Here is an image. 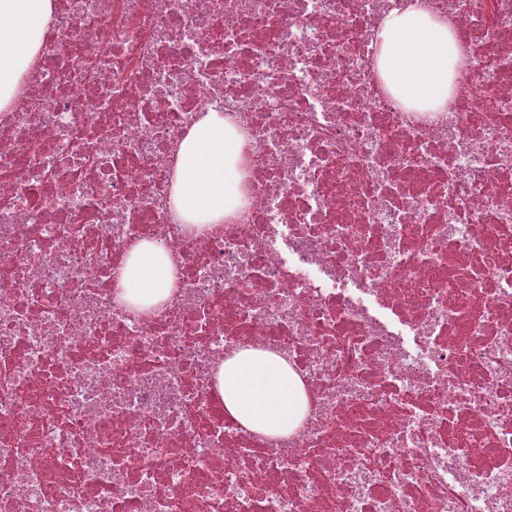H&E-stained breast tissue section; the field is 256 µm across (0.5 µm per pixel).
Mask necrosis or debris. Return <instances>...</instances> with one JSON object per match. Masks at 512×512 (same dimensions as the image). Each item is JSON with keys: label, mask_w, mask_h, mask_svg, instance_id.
I'll use <instances>...</instances> for the list:
<instances>
[{"label": "necrosis or debris", "mask_w": 512, "mask_h": 512, "mask_svg": "<svg viewBox=\"0 0 512 512\" xmlns=\"http://www.w3.org/2000/svg\"><path fill=\"white\" fill-rule=\"evenodd\" d=\"M415 4L463 62L444 112L382 80ZM0 112V512H512V0H54ZM244 204L195 230L175 151L208 110ZM148 241L174 265L145 311ZM283 356L285 439L217 364ZM125 301L146 310L163 301L173 285L171 257L150 242L137 245L124 270ZM218 390L231 418L273 438L288 437L306 410L301 382L287 361L260 350H243L224 361Z\"/></svg>", "instance_id": "necrosis-or-debris-1"}]
</instances>
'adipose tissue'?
I'll return each mask as SVG.
<instances>
[{
    "mask_svg": "<svg viewBox=\"0 0 512 512\" xmlns=\"http://www.w3.org/2000/svg\"><path fill=\"white\" fill-rule=\"evenodd\" d=\"M53 0H0V112L9 111L25 74L36 64L52 20ZM379 67L400 94L427 111L448 106L454 70L462 55L444 20L416 7L391 13L379 32ZM242 141L225 133L221 112H206L177 148L171 203L182 223H223L241 199L236 167ZM125 299L145 310L163 301L173 285L170 256L149 242L137 245L124 270ZM218 390L226 413L245 428L284 438L306 410L300 380L287 361L244 350L224 361Z\"/></svg>",
    "mask_w": 512,
    "mask_h": 512,
    "instance_id": "obj_1",
    "label": "adipose tissue"
}]
</instances>
